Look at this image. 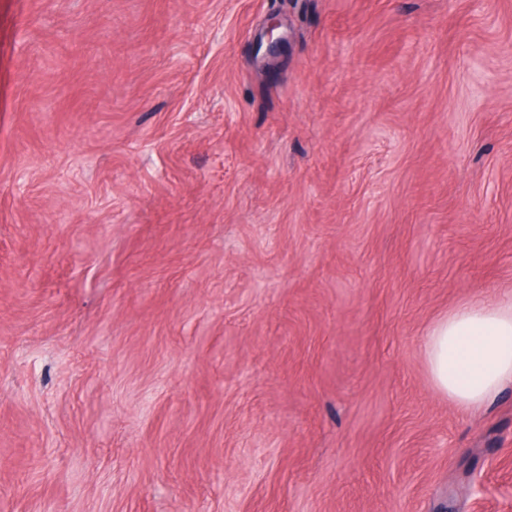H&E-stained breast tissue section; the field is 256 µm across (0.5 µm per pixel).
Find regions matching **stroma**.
<instances>
[{
  "label": "stroma",
  "mask_w": 512,
  "mask_h": 512,
  "mask_svg": "<svg viewBox=\"0 0 512 512\" xmlns=\"http://www.w3.org/2000/svg\"><path fill=\"white\" fill-rule=\"evenodd\" d=\"M509 297L512 0H0V512H512ZM282 23L278 15L273 13L267 18L265 30L257 46V54L262 51V57L270 64L278 59L288 42L287 35L280 31ZM424 356L437 393L466 409L512 383V300L472 301L428 330Z\"/></svg>",
  "instance_id": "obj_1"
}]
</instances>
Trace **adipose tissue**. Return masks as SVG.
<instances>
[{"label":"adipose tissue","instance_id":"adipose-tissue-1","mask_svg":"<svg viewBox=\"0 0 512 512\" xmlns=\"http://www.w3.org/2000/svg\"><path fill=\"white\" fill-rule=\"evenodd\" d=\"M424 356L437 393L466 409L512 383V300L472 301L428 330Z\"/></svg>","mask_w":512,"mask_h":512}]
</instances>
